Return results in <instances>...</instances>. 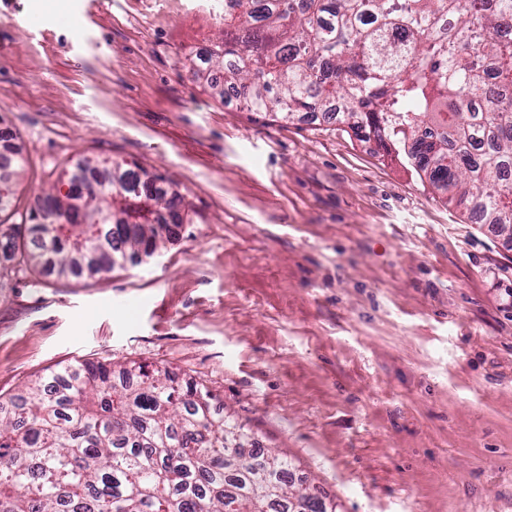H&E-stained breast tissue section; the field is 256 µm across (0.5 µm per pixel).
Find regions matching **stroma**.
Wrapping results in <instances>:
<instances>
[{
    "label": "stroma",
    "instance_id": "stroma-1",
    "mask_svg": "<svg viewBox=\"0 0 512 512\" xmlns=\"http://www.w3.org/2000/svg\"><path fill=\"white\" fill-rule=\"evenodd\" d=\"M77 3L85 25L48 23ZM223 34L224 0H0L19 208L88 155L191 217L148 265L17 267L0 400L75 362L165 365L338 512H512V246L345 125L213 97L189 67ZM140 177L142 179L141 185L143 195H149L153 191L156 205L165 204L167 207H170L174 198L178 197L181 200H184L177 191L170 189V187H167L164 183L161 185L158 183L153 189L154 182H157L155 174L148 172L145 175L141 173Z\"/></svg>",
    "mask_w": 512,
    "mask_h": 512
}]
</instances>
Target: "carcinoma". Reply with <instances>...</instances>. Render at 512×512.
<instances>
[{"label": "carcinoma", "instance_id": "carcinoma-1", "mask_svg": "<svg viewBox=\"0 0 512 512\" xmlns=\"http://www.w3.org/2000/svg\"><path fill=\"white\" fill-rule=\"evenodd\" d=\"M231 2L195 80L278 119L338 110L448 199L512 225V0ZM88 174L96 224H14L0 199V278L15 262L108 274L112 254L133 263L151 244L154 227L105 221L115 181L131 195L137 172L87 158L68 183ZM250 442L206 385L168 367L70 364L0 403V512H336L288 457L245 454Z\"/></svg>", "mask_w": 512, "mask_h": 512}]
</instances>
